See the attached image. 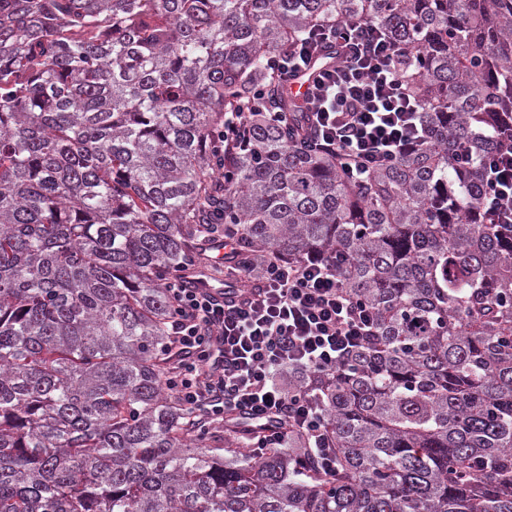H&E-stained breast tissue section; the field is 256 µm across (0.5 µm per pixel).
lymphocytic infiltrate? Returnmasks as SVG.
<instances>
[{"mask_svg":"<svg viewBox=\"0 0 512 512\" xmlns=\"http://www.w3.org/2000/svg\"><path fill=\"white\" fill-rule=\"evenodd\" d=\"M319 48L317 35H309L300 47L268 57L266 68L290 81L309 68ZM340 56L306 91V122L310 135L359 180L424 144L427 134L418 103L403 88L397 46L369 27L342 44ZM483 178L486 206L497 223L512 224V142L487 157ZM224 276L254 287L219 299L174 279L165 285L181 356L171 389L183 407L206 419L220 423L228 411L240 412L258 429L260 449L282 447L286 432L268 423L287 420L307 432L313 456L331 472L336 450L324 433L321 408L289 392L280 374L335 370L373 334V311L344 290L332 256L291 261L270 255L251 264L231 248L224 254Z\"/></svg>","mask_w":512,"mask_h":512,"instance_id":"lymphocytic-infiltrate-1","label":"lymphocytic infiltrate"}]
</instances>
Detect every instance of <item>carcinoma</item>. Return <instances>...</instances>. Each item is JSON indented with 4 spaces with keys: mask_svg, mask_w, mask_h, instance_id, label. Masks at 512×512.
I'll return each mask as SVG.
<instances>
[{
    "mask_svg": "<svg viewBox=\"0 0 512 512\" xmlns=\"http://www.w3.org/2000/svg\"><path fill=\"white\" fill-rule=\"evenodd\" d=\"M367 23L409 56L425 144L354 182L266 58ZM248 112L252 150L216 140ZM512 0H0V512H512ZM224 208V234H205ZM338 255L376 329L292 383L308 436L224 447L166 385V281ZM483 178L489 188L485 204L497 224H512V139L500 146L484 162Z\"/></svg>",
    "mask_w": 512,
    "mask_h": 512,
    "instance_id": "1",
    "label": "carcinoma"
}]
</instances>
